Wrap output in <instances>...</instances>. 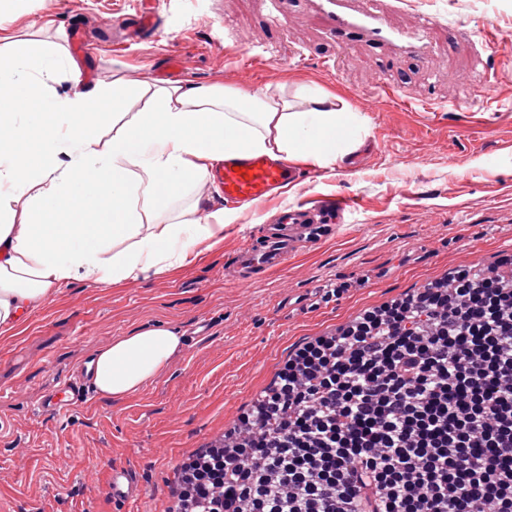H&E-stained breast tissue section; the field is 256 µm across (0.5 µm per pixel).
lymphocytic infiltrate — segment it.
Returning <instances> with one entry per match:
<instances>
[{
    "mask_svg": "<svg viewBox=\"0 0 512 512\" xmlns=\"http://www.w3.org/2000/svg\"><path fill=\"white\" fill-rule=\"evenodd\" d=\"M179 512H512V280L456 269L299 348Z\"/></svg>",
    "mask_w": 512,
    "mask_h": 512,
    "instance_id": "1",
    "label": "lymphocytic infiltrate"
}]
</instances>
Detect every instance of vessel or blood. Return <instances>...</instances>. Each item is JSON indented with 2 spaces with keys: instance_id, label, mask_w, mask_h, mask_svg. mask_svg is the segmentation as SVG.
<instances>
[{
  "instance_id": "obj_1",
  "label": "vessel or blood",
  "mask_w": 512,
  "mask_h": 512,
  "mask_svg": "<svg viewBox=\"0 0 512 512\" xmlns=\"http://www.w3.org/2000/svg\"><path fill=\"white\" fill-rule=\"evenodd\" d=\"M330 34L338 47L362 41L380 49L396 43L412 48L415 36L410 32H391L382 15L368 5V0H319ZM301 175L291 161L266 155L228 157L210 175L224 200L240 206H260L266 200L284 192ZM351 197L339 195L319 201L308 208L285 205L274 223L266 225L256 241L244 245L236 255L234 273L239 281L250 280L255 274L287 263L303 244L313 242L323 229L343 221L345 211L353 208ZM75 404L73 382L42 397L40 411L48 416H61ZM112 499L126 501L142 496L143 486L137 477L122 466L112 467L107 479Z\"/></svg>"
}]
</instances>
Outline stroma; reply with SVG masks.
Here are the masks:
<instances>
[{"mask_svg":"<svg viewBox=\"0 0 512 512\" xmlns=\"http://www.w3.org/2000/svg\"><path fill=\"white\" fill-rule=\"evenodd\" d=\"M137 3L0 0V51L65 48L79 28L98 46L80 64L98 87L151 81L172 51L188 84L316 83L364 129L334 169L301 163L302 180L277 205L340 194L356 206L286 266L244 285L230 275L233 256L276 205L238 208L197 263L148 281L70 283L0 334V512H169L185 459L234 427L300 345L453 268L512 272L500 264L512 243V0H378L395 31L413 29L419 13L436 16L424 59L393 45L337 50L315 0H294L280 28L258 0H160L157 35L134 41ZM484 25L493 41L477 36ZM238 51L265 62L237 71ZM487 78L490 104L480 95ZM382 84L392 98H379ZM155 325L187 343L141 391L113 399L86 383L67 415L39 412L41 397L97 351ZM115 465L140 478L144 498L112 501Z\"/></svg>","mask_w":512,"mask_h":512,"instance_id":"stroma-1","label":"stroma"}]
</instances>
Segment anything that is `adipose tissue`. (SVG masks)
<instances>
[{"label": "adipose tissue", "mask_w": 512, "mask_h": 512, "mask_svg": "<svg viewBox=\"0 0 512 512\" xmlns=\"http://www.w3.org/2000/svg\"><path fill=\"white\" fill-rule=\"evenodd\" d=\"M62 50L0 53V334L51 292L149 280L196 263L228 214L200 194L168 216L173 194L198 191L227 156L268 155L333 167L359 119L315 85L56 88L72 71ZM136 112L124 111L130 98ZM33 111H26V104ZM184 345L151 326L116 338L91 362L97 392L139 391Z\"/></svg>", "instance_id": "ef3b65f1"}]
</instances>
